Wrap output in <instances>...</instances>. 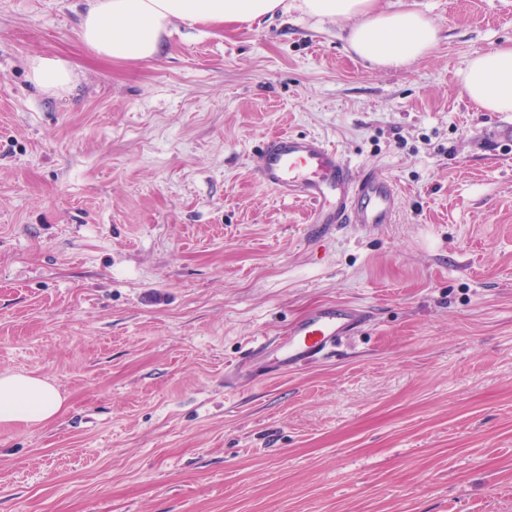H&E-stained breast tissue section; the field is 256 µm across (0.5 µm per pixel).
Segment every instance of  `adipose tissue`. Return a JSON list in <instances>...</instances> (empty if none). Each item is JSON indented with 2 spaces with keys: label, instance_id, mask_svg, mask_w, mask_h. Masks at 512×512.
<instances>
[{
  "label": "adipose tissue",
  "instance_id": "ef3b65f1",
  "mask_svg": "<svg viewBox=\"0 0 512 512\" xmlns=\"http://www.w3.org/2000/svg\"><path fill=\"white\" fill-rule=\"evenodd\" d=\"M285 0H91L79 23L82 42L96 54L138 62L158 55L174 23H249L285 9ZM311 17L348 22L347 41L360 58L380 67H400L427 54L439 29L424 13L384 9L378 0H300ZM30 79L43 92L69 91V63L51 56L31 58ZM459 81L466 97L486 112H512V45L475 53ZM63 407L56 387L23 373L0 372V422L48 424Z\"/></svg>",
  "mask_w": 512,
  "mask_h": 512
}]
</instances>
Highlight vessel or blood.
<instances>
[{
  "label": "vessel or blood",
  "mask_w": 512,
  "mask_h": 512,
  "mask_svg": "<svg viewBox=\"0 0 512 512\" xmlns=\"http://www.w3.org/2000/svg\"><path fill=\"white\" fill-rule=\"evenodd\" d=\"M256 175L265 187L310 203L316 224H389L398 191L371 170L354 169L315 135L281 133L258 149ZM364 320L345 304H324L297 320L277 342L275 364L290 369L334 353L343 336Z\"/></svg>",
  "instance_id": "obj_1"
}]
</instances>
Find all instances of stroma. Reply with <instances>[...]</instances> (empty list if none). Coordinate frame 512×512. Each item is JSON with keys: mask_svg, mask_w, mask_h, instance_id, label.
Masks as SVG:
<instances>
[{"mask_svg": "<svg viewBox=\"0 0 512 512\" xmlns=\"http://www.w3.org/2000/svg\"><path fill=\"white\" fill-rule=\"evenodd\" d=\"M86 3L0 0V372L64 398L0 423V512H512V144L457 77L512 0H382L440 30L387 69L296 9L115 61ZM285 132L393 180L394 222L259 183ZM327 303L366 315L334 355L241 372ZM30 79L43 92L61 95L70 90L72 71L69 63L61 58L36 56L31 58Z\"/></svg>", "mask_w": 512, "mask_h": 512, "instance_id": "35a3bbf8", "label": "stroma"}]
</instances>
